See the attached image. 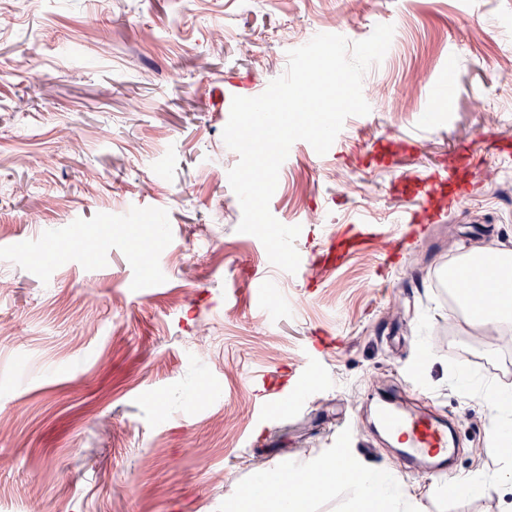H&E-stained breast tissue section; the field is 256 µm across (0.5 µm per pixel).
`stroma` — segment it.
<instances>
[{
  "label": "stroma",
  "instance_id": "obj_1",
  "mask_svg": "<svg viewBox=\"0 0 512 512\" xmlns=\"http://www.w3.org/2000/svg\"><path fill=\"white\" fill-rule=\"evenodd\" d=\"M327 24L352 42L394 33L363 79L370 112L326 154L296 141L280 168L270 211L301 228L302 277L237 230L222 96L262 94ZM511 66L512 0H6L0 512H225L256 474L340 453L418 512H512L506 489L448 492L504 467L486 390H512V341L485 336L442 277L473 249L512 253ZM462 152L480 165L473 195L439 224L396 223L403 177ZM74 224L99 263L43 260ZM311 362L307 401L267 411ZM376 383L454 424L446 475L407 470L376 431L360 401ZM357 496L321 482L303 510L352 512Z\"/></svg>",
  "mask_w": 512,
  "mask_h": 512
}]
</instances>
